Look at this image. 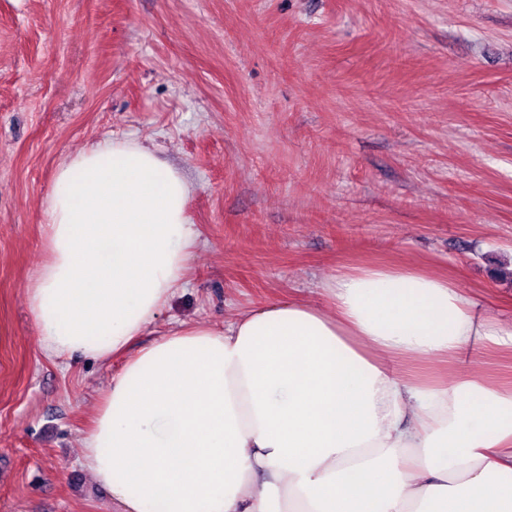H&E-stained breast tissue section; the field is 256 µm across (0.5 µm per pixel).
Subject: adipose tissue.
Instances as JSON below:
<instances>
[{
	"instance_id": "1",
	"label": "adipose tissue",
	"mask_w": 512,
	"mask_h": 512,
	"mask_svg": "<svg viewBox=\"0 0 512 512\" xmlns=\"http://www.w3.org/2000/svg\"><path fill=\"white\" fill-rule=\"evenodd\" d=\"M189 183L135 140L65 160L27 291L43 349L119 357L81 463L117 512H512V388L395 361L512 341L447 276L363 266L325 306L136 342L186 279Z\"/></svg>"
}]
</instances>
